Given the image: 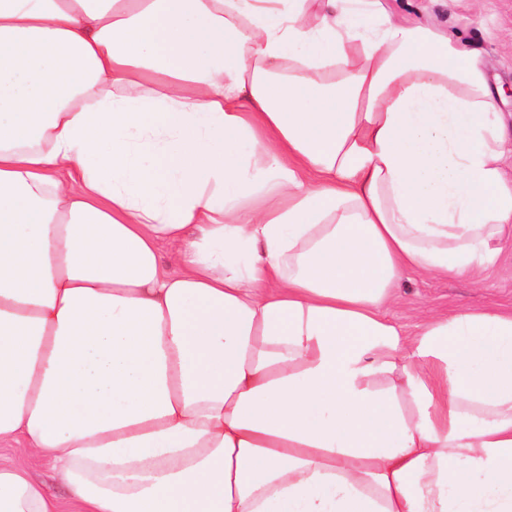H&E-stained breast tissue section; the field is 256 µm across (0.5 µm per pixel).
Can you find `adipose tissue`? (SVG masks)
Here are the masks:
<instances>
[{
    "instance_id": "ef3b65f1",
    "label": "adipose tissue",
    "mask_w": 512,
    "mask_h": 512,
    "mask_svg": "<svg viewBox=\"0 0 512 512\" xmlns=\"http://www.w3.org/2000/svg\"><path fill=\"white\" fill-rule=\"evenodd\" d=\"M511 144L388 0H0V443L76 512H512V311L380 313L493 264ZM24 462L32 476L37 480L45 482L49 488L58 496L62 504V510L65 512L70 511L72 507L69 504L67 492L62 486L57 485L53 479L52 472L48 465L36 457L25 458Z\"/></svg>"
}]
</instances>
